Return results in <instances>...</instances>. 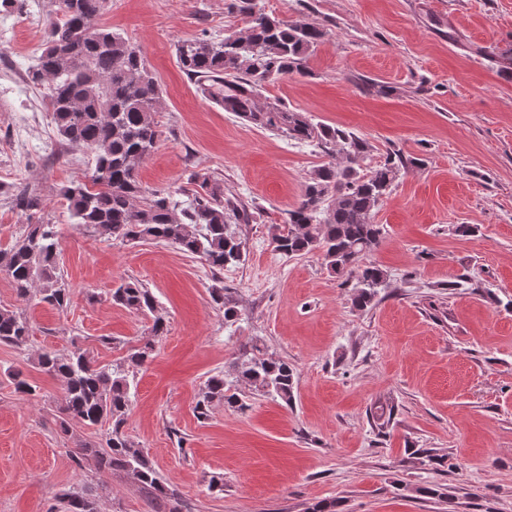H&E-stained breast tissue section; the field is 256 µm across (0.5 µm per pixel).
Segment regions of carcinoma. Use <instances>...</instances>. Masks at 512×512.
<instances>
[{"label":"carcinoma","instance_id":"1","mask_svg":"<svg viewBox=\"0 0 512 512\" xmlns=\"http://www.w3.org/2000/svg\"><path fill=\"white\" fill-rule=\"evenodd\" d=\"M55 5L46 21L44 47L28 67L27 79L43 88L58 135L94 154L89 183L61 189L75 223L112 241L172 245L214 272L238 266L245 243L231 224L250 221L252 213L224 204V184L192 171L186 185L174 191L148 192L137 179L139 164L161 135L153 113L160 109L162 90L141 49L99 24L105 0H55ZM229 8L245 19L244 31L179 42L178 66L224 111L291 141L311 144L328 156L306 179L298 203L288 211L287 226L273 229L272 243L286 258L320 253L330 272L353 282L352 306L364 309L387 286V274L358 261L382 241L384 225L375 221L378 205L413 160L389 148L383 161L364 170L360 161L370 151L365 138L305 112L261 101L265 85L294 73L307 74L308 60L326 31L270 15L259 0H230ZM15 205L31 217L41 211V199L25 190L16 195ZM59 248L54 225L38 221L26 225L9 249L0 250V269L8 272L20 301L37 298L59 309L69 304L70 289L57 264ZM210 296L224 308L225 321L236 319L224 288L212 286ZM111 300L151 319V338L108 367L97 366L80 347L66 354L45 350L37 364L62 380V432L69 433L72 421L88 428L108 425L100 443H81L72 450L75 461L94 459L102 476L114 471L133 475L151 490L156 512H174L166 507L177 499L176 489L159 477L123 431L135 371L153 358L154 338L167 332L166 320L158 313L155 295L138 282L121 284ZM30 336L24 313L0 308L1 343L20 347ZM6 373L16 392L36 395L21 370L9 368ZM294 379L288 361L258 342L244 345L231 357L228 370L206 380L195 406L197 418H208L216 404L243 408L241 384L253 395L271 396L288 406L294 399ZM105 489L101 480L95 490L64 491L60 512H100L99 492Z\"/></svg>","mask_w":512,"mask_h":512}]
</instances>
